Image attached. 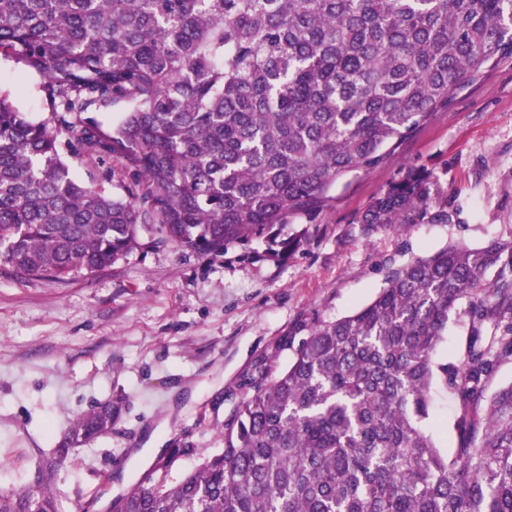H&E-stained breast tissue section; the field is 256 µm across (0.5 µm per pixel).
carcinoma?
I'll list each match as a JSON object with an SVG mask.
<instances>
[{
  "instance_id": "1",
  "label": "carcinoma",
  "mask_w": 512,
  "mask_h": 512,
  "mask_svg": "<svg viewBox=\"0 0 512 512\" xmlns=\"http://www.w3.org/2000/svg\"><path fill=\"white\" fill-rule=\"evenodd\" d=\"M0 56L45 78L52 112L32 120L0 92V265L67 281L126 257L140 224L191 252L265 237L287 256L288 215L321 212L512 59V0H0ZM114 102L115 123L88 115ZM64 149L127 166L136 189L80 180ZM434 179L410 168L358 223L451 222ZM463 301L465 350L437 363ZM295 332L224 450L175 481L155 466L120 512H512V381L488 391L512 362V238L412 258L368 304ZM437 383L457 399L451 452L425 428ZM113 415L82 414L53 456ZM53 483L1 492L0 512H65Z\"/></svg>"
}]
</instances>
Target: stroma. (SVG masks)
I'll use <instances>...</instances> for the list:
<instances>
[{"mask_svg":"<svg viewBox=\"0 0 512 512\" xmlns=\"http://www.w3.org/2000/svg\"><path fill=\"white\" fill-rule=\"evenodd\" d=\"M43 76L0 58V90L30 117L49 115ZM86 182L118 193L133 184L113 164L70 157ZM435 174L448 224L365 232L358 219L408 168ZM300 236L288 258L266 239L210 256L161 244L153 225L112 267L60 283L24 280L0 267V492L33 481L73 421L94 405L119 406L110 432L75 448L56 488L69 512L97 497L108 512L156 463L171 475L222 450L224 422L250 392L260 364L285 367L299 324L340 318L370 302L389 268L452 243L481 247L512 236V61L463 90L382 164L339 181L314 217L289 215Z\"/></svg>","mask_w":512,"mask_h":512,"instance_id":"stroma-1","label":"stroma"}]
</instances>
